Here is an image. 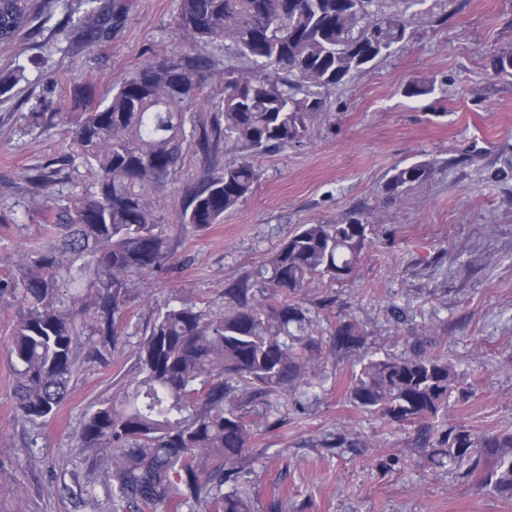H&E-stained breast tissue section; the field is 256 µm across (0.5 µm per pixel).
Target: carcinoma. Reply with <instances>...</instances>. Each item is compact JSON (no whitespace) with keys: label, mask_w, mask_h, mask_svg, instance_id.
<instances>
[{"label":"carcinoma","mask_w":512,"mask_h":512,"mask_svg":"<svg viewBox=\"0 0 512 512\" xmlns=\"http://www.w3.org/2000/svg\"><path fill=\"white\" fill-rule=\"evenodd\" d=\"M382 0H179L176 31L188 51L158 57L123 77L105 101L78 91L72 164L80 155L93 189L74 195L48 220L45 237L0 276V299L18 306L10 343L16 409L45 422L65 400L83 343L112 345L129 288L164 269L170 235L157 220L151 192L176 174L185 145L204 158L219 148L238 154L221 172L207 169L187 191L178 226L200 231L250 195L259 181L254 158L299 143L321 120L325 91L369 69L404 42L416 20L386 12ZM57 0H0V42L32 30ZM122 4L75 0L56 34L76 33L87 45L103 34ZM229 42L252 67L218 74L209 100L211 124L192 116L211 77L194 54L201 44ZM512 75V49L493 60ZM24 67L0 68V96ZM426 162L394 169L385 191L399 194L424 180ZM56 171L29 177L37 193L52 191ZM371 216L299 225L266 268L268 294H251L245 278L224 289L216 316L182 301L157 311L135 352L136 375L89 411L76 435L81 448L111 458L103 475L112 512L141 502L158 512H251L238 488L241 459L257 431L246 407L257 395L312 387L325 357L311 310L300 302L315 279L349 278L369 242ZM334 349L362 344L356 323L341 320ZM459 375L448 358L412 349L372 354L352 369L344 397L389 424L412 426L434 465L483 473V484L512 498V429L478 435L448 423ZM495 466L484 471L486 459ZM234 485L224 491V484Z\"/></svg>","instance_id":"cac0c4a2"}]
</instances>
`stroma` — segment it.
<instances>
[{"label": "stroma", "instance_id": "1", "mask_svg": "<svg viewBox=\"0 0 512 512\" xmlns=\"http://www.w3.org/2000/svg\"><path fill=\"white\" fill-rule=\"evenodd\" d=\"M71 0H58L34 31L0 44V68L26 63L25 80L0 96V273L43 236L42 215L90 186L81 163L52 194L31 195V168L70 142L60 108L75 91L104 95L155 56L179 51V0H126L95 46L52 31ZM409 38L365 73L326 93L327 112L302 142L260 155L255 192L203 231L175 229L188 189L205 166L184 150L159 193L169 225L166 270L130 290L121 335L107 362L79 356L58 413L32 424L16 411L7 347L15 306L0 303V512H110L102 475L109 462L77 447L85 414L135 371L134 352L160 308L186 300L224 307V290L260 280L282 241L300 224L372 216L370 242L348 281L314 280L302 299L318 327L354 320L362 345L323 363L322 386L256 397L250 419L270 422L241 462L239 486L254 512H512V499L436 467L412 427L353 409L344 397L352 364L411 345L447 355L463 379L449 423L484 434L512 428V77L490 61L512 47V0H425ZM433 81L423 97L406 94ZM38 121H29V113ZM429 162L421 183L390 196L394 169Z\"/></svg>", "mask_w": 512, "mask_h": 512}]
</instances>
